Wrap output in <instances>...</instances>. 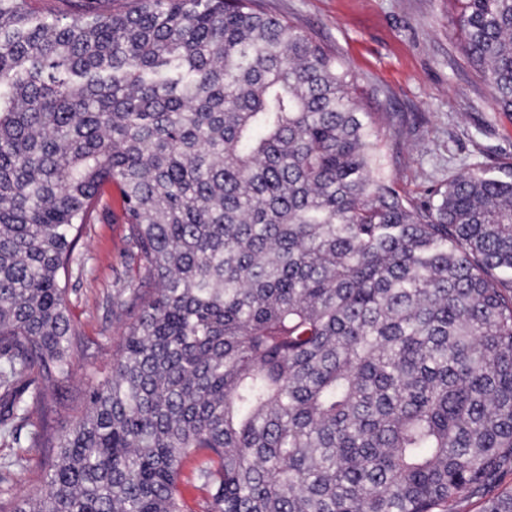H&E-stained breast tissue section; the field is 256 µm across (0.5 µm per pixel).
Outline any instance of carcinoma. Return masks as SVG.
<instances>
[{"label":"carcinoma","mask_w":512,"mask_h":512,"mask_svg":"<svg viewBox=\"0 0 512 512\" xmlns=\"http://www.w3.org/2000/svg\"><path fill=\"white\" fill-rule=\"evenodd\" d=\"M0 0V438L41 412L45 492L0 512H448L512 473V163L416 201L335 54L258 0ZM512 112V0H457ZM121 187L144 280L85 411L54 432L82 342L81 226ZM483 512H512V490ZM76 0H30L31 12L49 21L64 18L70 15L74 9ZM191 464L184 467L180 493L184 502L185 512H206L205 494L199 484L191 476Z\"/></svg>","instance_id":"cac0c4a2"}]
</instances>
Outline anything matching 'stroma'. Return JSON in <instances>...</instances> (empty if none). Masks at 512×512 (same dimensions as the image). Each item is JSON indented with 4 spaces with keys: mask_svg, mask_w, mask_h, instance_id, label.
<instances>
[{
    "mask_svg": "<svg viewBox=\"0 0 512 512\" xmlns=\"http://www.w3.org/2000/svg\"><path fill=\"white\" fill-rule=\"evenodd\" d=\"M262 7L335 51L355 75L351 94L366 111L396 112L414 126L406 137L380 133L385 173L412 197L478 165L512 162V113L494 109L466 61L451 0H262ZM119 192L115 184L106 188L75 250L80 273L68 285L67 304L83 350L53 421L60 428L81 415L89 386L120 352L131 316L113 310V290L144 274ZM51 454L0 441V461H27L7 477L23 495L43 489L41 463Z\"/></svg>",
    "mask_w": 512,
    "mask_h": 512,
    "instance_id": "35a3bbf8",
    "label": "stroma"
}]
</instances>
